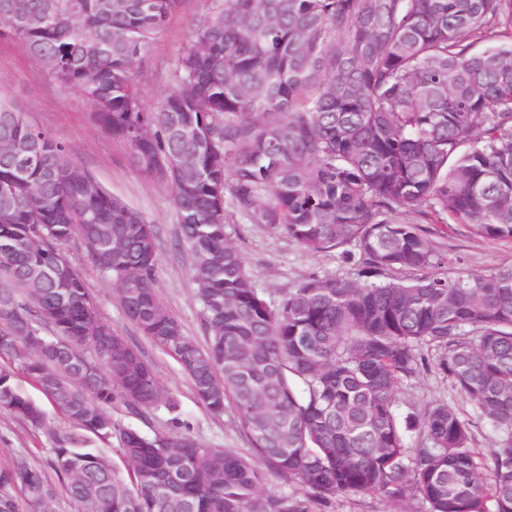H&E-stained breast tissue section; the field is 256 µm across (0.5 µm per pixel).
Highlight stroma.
<instances>
[{"mask_svg": "<svg viewBox=\"0 0 512 512\" xmlns=\"http://www.w3.org/2000/svg\"><path fill=\"white\" fill-rule=\"evenodd\" d=\"M219 0H185L183 9L169 19L144 59L136 67L146 104H154L172 84V68L193 27L211 14ZM0 96L19 105L32 124L66 142L72 158L86 168L107 191L144 215L153 224L160 255L156 287L164 305L178 317L185 332L199 344H206L207 332L189 278L190 261L177 244L178 224L170 189L138 172L108 133L91 118L92 108L77 91L54 81L14 39L0 38ZM230 237L241 252L246 268L258 288L271 300H279L309 274L352 277L354 261L340 251H307L287 235L256 224L244 213L229 209ZM430 237L442 251L463 257L466 271L487 273L512 263V244L483 239L467 233L447 234L440 224L430 227ZM86 284L95 296L100 315L113 328L142 350L154 367L163 390L175 396L182 419L191 433L211 448H231L248 453L249 443L236 423L233 410L211 414L195 397L192 384L178 364L154 346L130 323L104 278L82 250H74ZM436 402L448 404L466 417H473L472 405L433 371L405 381L398 391L400 414L420 412ZM50 446L46 432H40L0 411V469L7 468L16 454L44 460ZM316 512H423L418 498L397 503L379 497L337 498Z\"/></svg>", "mask_w": 512, "mask_h": 512, "instance_id": "1", "label": "stroma"}]
</instances>
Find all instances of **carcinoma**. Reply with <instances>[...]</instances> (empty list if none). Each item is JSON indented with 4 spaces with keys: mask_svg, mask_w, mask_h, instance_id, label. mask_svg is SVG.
I'll list each match as a JSON object with an SVG mask.
<instances>
[{
    "mask_svg": "<svg viewBox=\"0 0 512 512\" xmlns=\"http://www.w3.org/2000/svg\"><path fill=\"white\" fill-rule=\"evenodd\" d=\"M183 2L0 0V38L170 188L208 335L161 301L153 225L0 99V410L51 441L45 463L0 469V512H62L64 497L77 512H311L412 491L425 512H512V264L466 272L424 228L512 243V0H223L147 106L135 64ZM228 195L310 252L358 256V277L310 276L272 303L230 240ZM74 247L197 399L233 408L250 454L181 430ZM423 347L491 430L487 453L447 404L398 416ZM20 371L71 429L47 427ZM160 406L169 432L112 416ZM269 474L288 493L265 491Z\"/></svg>",
    "mask_w": 512,
    "mask_h": 512,
    "instance_id": "cac0c4a2",
    "label": "carcinoma"
}]
</instances>
